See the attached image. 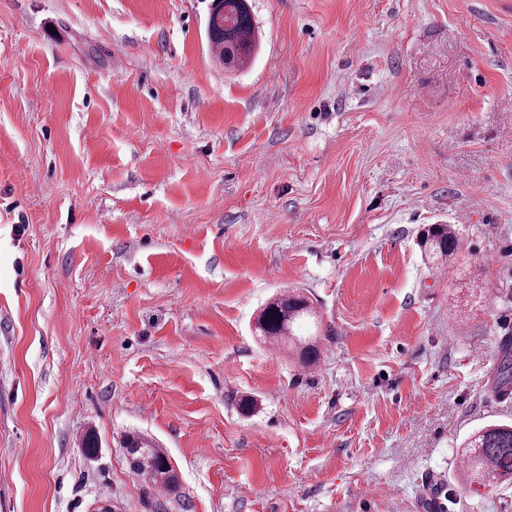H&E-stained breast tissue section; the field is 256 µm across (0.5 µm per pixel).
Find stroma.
<instances>
[{"label":"stroma","mask_w":512,"mask_h":512,"mask_svg":"<svg viewBox=\"0 0 512 512\" xmlns=\"http://www.w3.org/2000/svg\"><path fill=\"white\" fill-rule=\"evenodd\" d=\"M249 3L228 73L212 0H0V512H512L459 471L512 421V0ZM296 288L311 369L250 330ZM224 2V23L211 18L207 23L209 46L225 71L236 72L251 65L259 49L248 0ZM418 246L432 262H451L459 250V239L451 224L429 225L419 236ZM123 448L134 476L148 490L159 488L165 496H180V481L165 452L151 440L136 434L126 435Z\"/></svg>","instance_id":"obj_1"}]
</instances>
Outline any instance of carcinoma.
I'll return each mask as SVG.
<instances>
[{
  "mask_svg": "<svg viewBox=\"0 0 512 512\" xmlns=\"http://www.w3.org/2000/svg\"><path fill=\"white\" fill-rule=\"evenodd\" d=\"M224 21L208 19L209 46L224 70L240 71L251 65L259 49L251 11L246 0H223ZM421 253L432 262H451L459 250V239L451 224H432L419 236ZM316 317L305 296L276 294L265 302L258 315L256 332L264 341L298 348L301 364L311 366L320 359V349L312 336H299L295 329ZM123 448L134 476L147 489L158 488L169 497L180 496V481L165 452L151 440L126 435ZM462 468L474 484L496 486L512 483V423L486 424L469 435L462 454Z\"/></svg>",
  "mask_w": 512,
  "mask_h": 512,
  "instance_id": "1",
  "label": "carcinoma"
}]
</instances>
